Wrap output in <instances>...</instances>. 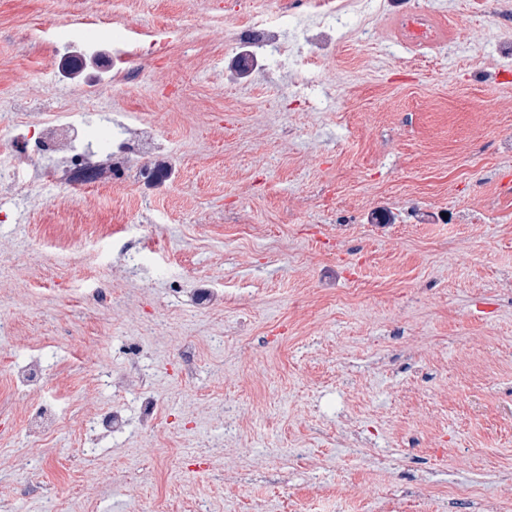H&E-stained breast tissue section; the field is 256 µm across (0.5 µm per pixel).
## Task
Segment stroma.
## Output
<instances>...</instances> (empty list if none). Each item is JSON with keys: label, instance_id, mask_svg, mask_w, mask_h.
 <instances>
[{"label": "stroma", "instance_id": "obj_1", "mask_svg": "<svg viewBox=\"0 0 512 512\" xmlns=\"http://www.w3.org/2000/svg\"><path fill=\"white\" fill-rule=\"evenodd\" d=\"M267 0H0V113L154 126L164 186L62 189L0 128V500L9 512H470L512 490V0H369L325 57L231 78ZM442 15L413 50L394 18ZM159 35L141 76L99 84L75 41ZM120 238L140 234L138 262ZM120 296L108 307L89 286ZM195 338L189 354L175 342ZM42 357L39 394L14 365ZM138 370L165 413L141 422ZM121 410L100 441L33 448L42 401ZM69 465H61V455ZM108 471L111 483L98 474Z\"/></svg>", "mask_w": 512, "mask_h": 512}]
</instances>
